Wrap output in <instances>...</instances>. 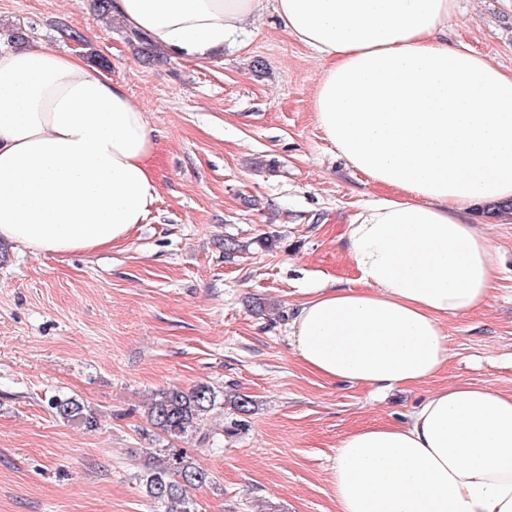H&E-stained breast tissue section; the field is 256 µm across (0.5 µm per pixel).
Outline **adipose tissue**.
Here are the masks:
<instances>
[{"label": "adipose tissue", "instance_id": "obj_1", "mask_svg": "<svg viewBox=\"0 0 512 512\" xmlns=\"http://www.w3.org/2000/svg\"><path fill=\"white\" fill-rule=\"evenodd\" d=\"M272 10L324 63L316 121L389 189L348 224L356 285L318 288L295 355L377 392L446 367L443 321L487 306L501 257L469 219L512 200V69L448 47L461 0H112L162 51L210 59ZM154 131L111 77L63 50L0 49V240L65 255L127 239L158 196ZM336 512H512V394L451 384L400 424L337 445Z\"/></svg>", "mask_w": 512, "mask_h": 512}]
</instances>
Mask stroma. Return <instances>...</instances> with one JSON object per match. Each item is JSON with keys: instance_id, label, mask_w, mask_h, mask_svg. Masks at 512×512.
Masks as SVG:
<instances>
[{"instance_id": "obj_1", "label": "stroma", "mask_w": 512, "mask_h": 512, "mask_svg": "<svg viewBox=\"0 0 512 512\" xmlns=\"http://www.w3.org/2000/svg\"><path fill=\"white\" fill-rule=\"evenodd\" d=\"M17 32L127 90L154 130L159 193L125 241L65 256L6 246L0 512H163L138 476L149 451L177 447L216 479L189 490L194 512H336L330 468L347 433L404 422L451 383L512 393V223L482 203L470 219L488 229L502 273L485 310L446 321L451 357L435 379L380 397L295 355V308L356 279L346 227L383 190L319 128L324 64L272 11L206 62L145 60L91 0H0V44ZM448 42L512 69V0H462ZM199 383L251 396L250 412L217 410L181 440L154 434L153 394ZM55 396L79 401L96 427L58 417Z\"/></svg>"}]
</instances>
